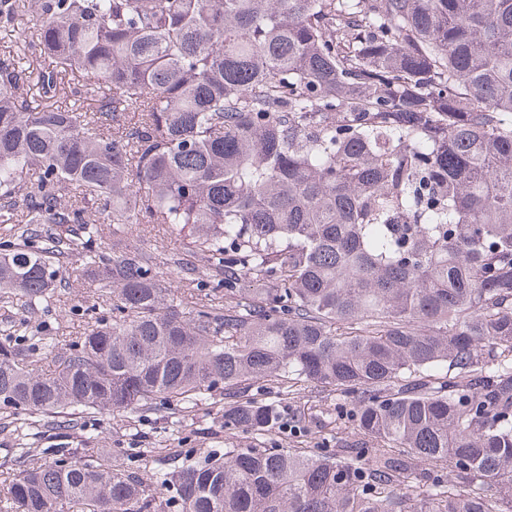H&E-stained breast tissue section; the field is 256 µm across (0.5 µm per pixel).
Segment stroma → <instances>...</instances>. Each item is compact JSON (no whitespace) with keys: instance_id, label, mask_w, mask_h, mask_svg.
I'll return each instance as SVG.
<instances>
[{"instance_id":"stroma-1","label":"stroma","mask_w":512,"mask_h":512,"mask_svg":"<svg viewBox=\"0 0 512 512\" xmlns=\"http://www.w3.org/2000/svg\"><path fill=\"white\" fill-rule=\"evenodd\" d=\"M115 231L122 248L159 261L163 284L174 295H183L193 286L210 288L209 277L200 273L190 281L176 266L181 241L178 234L149 224H119ZM60 277L62 286L56 305L31 318L39 331L50 336H77L86 323L111 319L100 285L82 275L77 257L62 259ZM250 393L256 400L280 405L287 416L305 418L307 429L268 437L220 426L219 407L215 404L191 410L172 406L157 411L96 414L82 427L42 429L28 443L33 448L63 443L72 448L108 449L113 464L136 476L154 496L158 512H174L169 505L171 491L155 483L156 472L169 467L173 455L189 453L200 459L208 449L218 446L256 450L307 448L333 453L342 444L361 438L347 414L350 400L343 395L328 394L303 382L287 392L276 383L262 381L254 383Z\"/></svg>"}]
</instances>
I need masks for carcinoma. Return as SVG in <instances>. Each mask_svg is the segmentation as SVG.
Returning a JSON list of instances; mask_svg holds the SVG:
<instances>
[{"instance_id": "cac0c4a2", "label": "carcinoma", "mask_w": 512, "mask_h": 512, "mask_svg": "<svg viewBox=\"0 0 512 512\" xmlns=\"http://www.w3.org/2000/svg\"><path fill=\"white\" fill-rule=\"evenodd\" d=\"M26 13L0 60V301L56 305L78 240L113 316L40 339L47 370L0 340L14 431L219 393L225 427L299 430L248 390L307 382L381 447L211 448L156 473L178 512H512V0H0ZM89 205L179 230L234 304L174 302L99 250ZM32 452L0 512H150L101 451ZM35 21L31 16H24V19L19 22H15L14 25L11 26H2L0 23V59L7 58L9 55H12L15 42L18 40L20 34L24 32H28L33 30Z\"/></svg>"}]
</instances>
